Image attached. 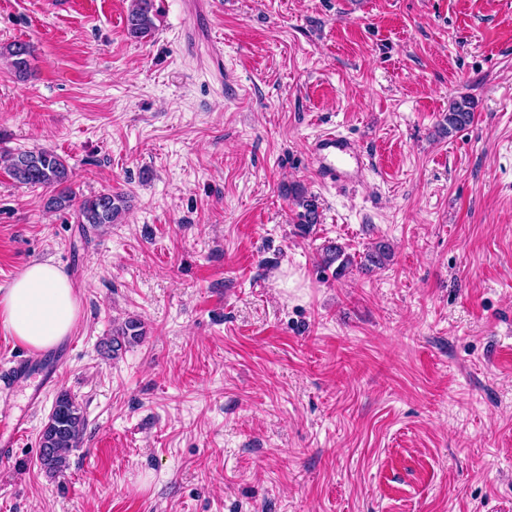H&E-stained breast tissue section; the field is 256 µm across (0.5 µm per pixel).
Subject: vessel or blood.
<instances>
[{"mask_svg": "<svg viewBox=\"0 0 512 512\" xmlns=\"http://www.w3.org/2000/svg\"><path fill=\"white\" fill-rule=\"evenodd\" d=\"M313 170L318 178L333 185L359 181L366 170L363 155L346 136L329 131L314 139L309 147ZM27 433L23 416L0 413V469L9 468L13 451Z\"/></svg>", "mask_w": 512, "mask_h": 512, "instance_id": "b4317fda", "label": "vessel or blood"}]
</instances>
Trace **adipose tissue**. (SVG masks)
I'll list each match as a JSON object with an SVG mask.
<instances>
[{"label": "adipose tissue", "instance_id": "1", "mask_svg": "<svg viewBox=\"0 0 512 512\" xmlns=\"http://www.w3.org/2000/svg\"><path fill=\"white\" fill-rule=\"evenodd\" d=\"M78 319L73 286L54 264L30 263L9 287L0 289V323L31 351L69 336Z\"/></svg>", "mask_w": 512, "mask_h": 512}]
</instances>
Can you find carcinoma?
Here are the masks:
<instances>
[{"instance_id": "obj_1", "label": "carcinoma", "mask_w": 512, "mask_h": 512, "mask_svg": "<svg viewBox=\"0 0 512 512\" xmlns=\"http://www.w3.org/2000/svg\"><path fill=\"white\" fill-rule=\"evenodd\" d=\"M155 29L154 0H131L126 15V30L130 38L140 40ZM10 60L14 73L25 76L31 68L33 59L29 44L15 41L0 47V57ZM473 117V102L462 97L452 101L444 116V129L452 134L468 126ZM12 178L21 185L51 188L54 191L48 205L55 210L75 208L76 223L99 227L113 224L126 209V200L118 192H103L83 198L73 205L74 196L68 185L70 170L66 162L52 151L9 152L3 156ZM295 212V226L302 235H308L313 227L320 223V202L299 184L284 189ZM392 249L389 243L379 241L369 247L360 257L359 267L365 270L380 269L390 260ZM354 256L346 252L345 247L328 241L322 247L321 265L325 269L334 268L336 277L344 276L354 265ZM142 336L140 324L127 320L112 328L109 347L120 350L123 345ZM85 418L79 404L66 392L58 394L53 411L44 426L40 439L39 463L48 474H61L69 467V456L73 449L80 447L83 439Z\"/></svg>"}]
</instances>
